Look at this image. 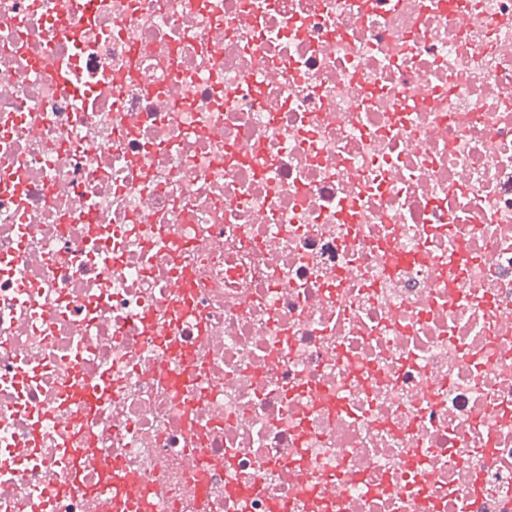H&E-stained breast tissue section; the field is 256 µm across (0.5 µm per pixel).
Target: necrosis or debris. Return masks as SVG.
<instances>
[{
  "instance_id": "1",
  "label": "necrosis or debris",
  "mask_w": 512,
  "mask_h": 512,
  "mask_svg": "<svg viewBox=\"0 0 512 512\" xmlns=\"http://www.w3.org/2000/svg\"><path fill=\"white\" fill-rule=\"evenodd\" d=\"M512 512V0H0V512Z\"/></svg>"
}]
</instances>
